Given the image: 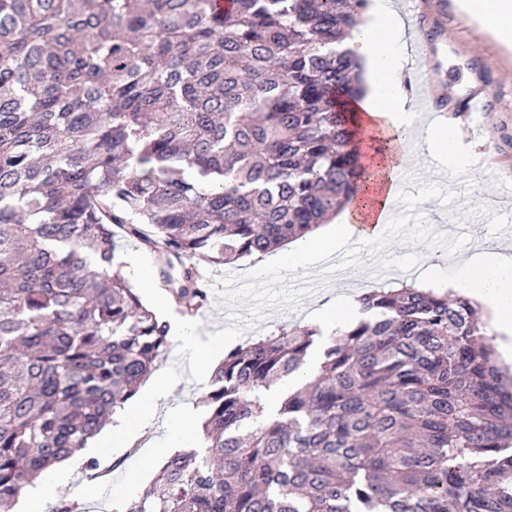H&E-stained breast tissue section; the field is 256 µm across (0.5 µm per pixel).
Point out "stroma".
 Listing matches in <instances>:
<instances>
[{
	"instance_id": "1",
	"label": "stroma",
	"mask_w": 512,
	"mask_h": 512,
	"mask_svg": "<svg viewBox=\"0 0 512 512\" xmlns=\"http://www.w3.org/2000/svg\"><path fill=\"white\" fill-rule=\"evenodd\" d=\"M391 6L406 23L402 72L414 69L427 53L437 57L444 85L458 92L472 88L487 93V115L461 125L462 148L470 155L485 153V168L492 182L512 175V53L503 54L456 6L444 10L437 0H391ZM418 153L421 161L412 178L405 180L397 208L418 211L425 223L444 227L443 236L391 234L384 250H353L345 261L404 268L417 278L434 268L439 272L436 285L443 288L456 277V259L494 245L500 226L512 225V203L493 207L487 202V193L473 191L463 183L448 185L437 174L438 169L447 167V159L430 154L423 146ZM199 268L207 298L194 317L198 332L204 339L223 332L228 348L269 335L283 323L314 324L317 309L367 288L366 283L356 281L320 289L306 298L299 286L301 277L316 274L318 265L299 275L269 266L262 257L239 261L233 267L203 261ZM162 368L174 375L177 383L142 418L134 448L112 457L107 465L108 480H88L84 456H75L69 491L86 512H111L117 500L135 498L153 480L160 462L156 451L168 445L184 410L190 407L204 412L202 398L210 387V365L199 362L192 351L174 341Z\"/></svg>"
}]
</instances>
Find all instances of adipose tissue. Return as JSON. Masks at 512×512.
I'll return each mask as SVG.
<instances>
[{"label":"adipose tissue","mask_w":512,"mask_h":512,"mask_svg":"<svg viewBox=\"0 0 512 512\" xmlns=\"http://www.w3.org/2000/svg\"><path fill=\"white\" fill-rule=\"evenodd\" d=\"M459 5L468 17L492 31L500 43L512 44V0H459ZM403 28L400 17L385 0H380L372 17L353 30L349 43L365 63L369 88L363 97L351 102L350 109L357 113L365 136L384 141L386 151L370 158L372 177L335 224L292 242L287 251L273 254L272 260L279 266L295 271L308 258L328 257L354 246L355 231L360 227L365 230L364 243L381 241L382 235L374 226L400 198L402 172L412 162V146L423 133L417 112L406 106L399 75ZM460 137L461 130L453 123L435 133L437 150L448 157L447 177L453 180L463 174L472 188H482L484 172L473 164L471 156L459 151ZM451 288L463 291L480 304L485 318L501 336L504 357L512 359V251L490 247L479 262L457 261ZM167 382L168 376L163 373L148 384L140 403L116 414L104 434L90 444V453L108 459L114 451L127 447L144 407L165 394Z\"/></svg>","instance_id":"obj_1"}]
</instances>
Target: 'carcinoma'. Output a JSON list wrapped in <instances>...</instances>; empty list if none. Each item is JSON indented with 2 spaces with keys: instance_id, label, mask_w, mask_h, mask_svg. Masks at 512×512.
Segmentation results:
<instances>
[{
  "instance_id": "1",
  "label": "carcinoma",
  "mask_w": 512,
  "mask_h": 512,
  "mask_svg": "<svg viewBox=\"0 0 512 512\" xmlns=\"http://www.w3.org/2000/svg\"><path fill=\"white\" fill-rule=\"evenodd\" d=\"M368 0H0V512L85 447L165 360L169 324L121 272L305 237L368 177ZM331 333L283 325L224 352L199 447L115 512H512V372L451 290L361 294ZM314 376L268 410L316 339Z\"/></svg>"
}]
</instances>
